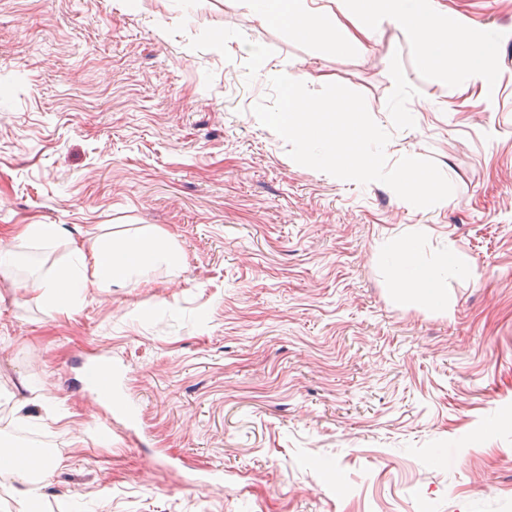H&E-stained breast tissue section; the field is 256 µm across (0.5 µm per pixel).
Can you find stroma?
<instances>
[{"instance_id":"35a3bbf8","label":"stroma","mask_w":512,"mask_h":512,"mask_svg":"<svg viewBox=\"0 0 512 512\" xmlns=\"http://www.w3.org/2000/svg\"><path fill=\"white\" fill-rule=\"evenodd\" d=\"M439 2L512 28V0ZM226 33L264 63L225 56ZM495 64L487 112L391 26L339 52L225 0H0V241L34 253L17 224L88 246L158 228L181 251L176 275L67 315L0 279V394L32 414L0 405V430L66 460L45 512H512V40ZM269 65L363 94L389 163L434 159L447 205L293 161L252 112ZM411 237L415 260L452 245L476 270L440 283L452 317L384 257ZM105 353L146 443L85 390L80 357Z\"/></svg>"}]
</instances>
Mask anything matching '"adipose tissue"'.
<instances>
[{"label":"adipose tissue","mask_w":512,"mask_h":512,"mask_svg":"<svg viewBox=\"0 0 512 512\" xmlns=\"http://www.w3.org/2000/svg\"><path fill=\"white\" fill-rule=\"evenodd\" d=\"M247 19L262 21L284 12L289 29L310 37H321L345 50L362 44L392 26L417 44L432 68L448 59L458 61L455 77L461 86L479 90L485 111H493L498 83L495 50L500 42L512 39V28L488 32L461 19L449 18L438 0H229ZM18 238L52 248L67 243L65 261L35 278L37 300L66 314L76 301L89 293L103 294L115 287L150 283L154 274H176L180 254L162 232H154L153 243L141 248L131 242H98L92 246L70 239L56 224H25ZM407 284L423 302L447 311L448 302L437 290L448 279L474 271L455 251L445 252L436 261L424 264L405 260L402 264ZM38 468H30L27 458L0 466V486L5 487L14 512H37L34 483L51 470L61 468L57 455H39Z\"/></svg>","instance_id":"1"}]
</instances>
